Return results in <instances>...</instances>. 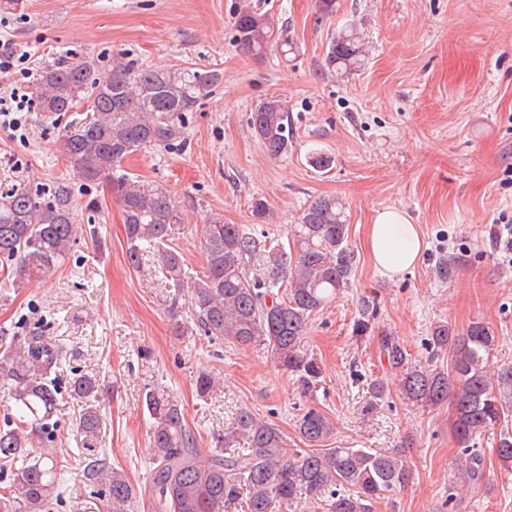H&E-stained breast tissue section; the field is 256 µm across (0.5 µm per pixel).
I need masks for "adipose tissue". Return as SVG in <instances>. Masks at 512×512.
Segmentation results:
<instances>
[{"label":"adipose tissue","instance_id":"ef3b65f1","mask_svg":"<svg viewBox=\"0 0 512 512\" xmlns=\"http://www.w3.org/2000/svg\"><path fill=\"white\" fill-rule=\"evenodd\" d=\"M367 246L375 267L393 278L418 262L425 243L418 225L404 213L386 210L370 224Z\"/></svg>","mask_w":512,"mask_h":512}]
</instances>
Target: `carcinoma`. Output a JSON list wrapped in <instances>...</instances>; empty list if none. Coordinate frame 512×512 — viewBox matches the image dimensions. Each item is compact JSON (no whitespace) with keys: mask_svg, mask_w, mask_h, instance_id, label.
<instances>
[{"mask_svg":"<svg viewBox=\"0 0 512 512\" xmlns=\"http://www.w3.org/2000/svg\"><path fill=\"white\" fill-rule=\"evenodd\" d=\"M233 27L235 46L244 54L259 56L273 42L283 56L297 52L249 3L235 13ZM364 61L357 29L338 28L328 43V69L347 76ZM216 83L210 71L144 66L118 53L107 69L89 57L45 65L31 90L48 117L81 102L87 105L86 118L62 135L60 152L78 178L103 185L120 205L129 265L139 270L145 256H153L163 281L177 292L187 291L193 330L235 347L262 348L310 393L322 369L305 350L308 321L349 287L356 266L345 203L336 196L309 200L286 246L212 217L202 226L205 273L189 282L181 253L170 246L182 222L174 197L159 184L120 171L137 151L185 143L186 113ZM248 128L270 158L288 155L292 134L287 100L273 96L260 102L250 112ZM74 208L72 187L64 180L0 195V257L13 262V287L54 274L82 231ZM260 254L266 271L259 278L251 275L250 262ZM497 343L493 328L481 319L458 334L446 324L435 326L429 347L434 354L448 353L445 370L412 361L398 338L378 336L380 354L399 377L408 401L422 408L447 402L453 407L455 439L462 448L458 476L466 489L479 487L486 477L475 440L498 425L497 457L503 467L512 468V366L490 362ZM59 350L42 336L17 344L15 337L0 335V388L14 401V413L0 427V473H5L0 512H52L61 498L57 456L47 448H33L28 433L34 428L46 441L54 438L61 392L52 370ZM102 392L100 380L89 375H79L69 385L70 397L80 406L78 430L90 440L101 432ZM145 406L152 420L150 482L166 512H224L231 504L237 512H283L297 499L325 502L331 512H373L377 501L395 494L410 478L397 452L325 447L335 426L315 409L298 419L306 450L290 451L276 425L242 409L224 441L241 440L246 447L203 458L177 400L151 389ZM84 474L104 486L114 512L129 510L135 491L124 472L90 457Z\"/></svg>","mask_w":512,"mask_h":512,"instance_id":"carcinoma-1","label":"carcinoma"}]
</instances>
